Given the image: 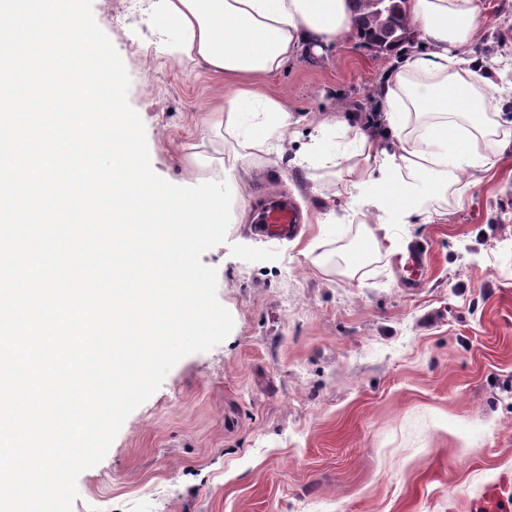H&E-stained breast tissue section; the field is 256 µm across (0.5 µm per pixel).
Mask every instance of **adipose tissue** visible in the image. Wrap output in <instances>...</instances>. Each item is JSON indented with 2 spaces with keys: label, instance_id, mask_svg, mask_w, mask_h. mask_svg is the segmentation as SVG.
Segmentation results:
<instances>
[{
  "label": "adipose tissue",
  "instance_id": "1",
  "mask_svg": "<svg viewBox=\"0 0 512 512\" xmlns=\"http://www.w3.org/2000/svg\"><path fill=\"white\" fill-rule=\"evenodd\" d=\"M162 34L171 35L170 57L231 79L233 94L212 109L213 129L229 148L238 200L249 186L234 172L248 158L288 154V138L301 119L284 99L260 93L257 79L288 61L322 52L355 33L353 0H151ZM420 50L391 67L380 91L382 136L356 131L351 151L326 142L346 128L341 119L318 123L296 166L334 170L359 219L357 254L344 255L354 275L377 252L401 254L404 239L391 226L432 219L441 203L460 198L469 170L493 169L512 131L504 104L512 97V55L485 66L465 48L481 36L482 0H407Z\"/></svg>",
  "mask_w": 512,
  "mask_h": 512
}]
</instances>
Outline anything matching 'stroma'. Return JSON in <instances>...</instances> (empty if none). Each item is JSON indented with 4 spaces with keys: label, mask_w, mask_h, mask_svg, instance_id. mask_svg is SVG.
Returning <instances> with one entry per match:
<instances>
[{
    "label": "stroma",
    "mask_w": 512,
    "mask_h": 512,
    "mask_svg": "<svg viewBox=\"0 0 512 512\" xmlns=\"http://www.w3.org/2000/svg\"><path fill=\"white\" fill-rule=\"evenodd\" d=\"M487 3L469 55L488 65L512 51L496 37L512 24V0ZM92 8L126 66L154 172L184 185L200 155L196 182L221 180L209 107L231 81L159 55L154 18L137 2ZM392 61L343 38L259 86L305 116L299 141L341 116L343 142L363 128ZM241 170L247 218L201 257L234 328L181 359L130 414L104 460L79 475L73 512H483L489 490L512 496V144L462 204L394 227L426 248L417 288L382 254L352 277L313 265L357 243L329 170L274 155ZM274 198L297 203L303 227L265 242L251 228Z\"/></svg>",
    "instance_id": "obj_1"
}]
</instances>
